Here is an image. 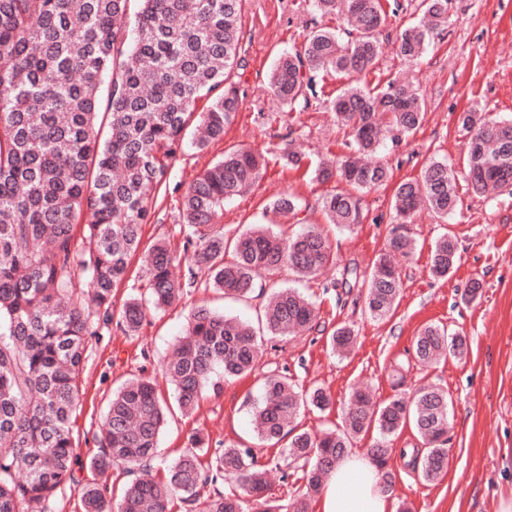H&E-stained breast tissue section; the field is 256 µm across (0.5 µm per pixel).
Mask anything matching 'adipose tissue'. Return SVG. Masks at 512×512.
<instances>
[{"mask_svg":"<svg viewBox=\"0 0 512 512\" xmlns=\"http://www.w3.org/2000/svg\"><path fill=\"white\" fill-rule=\"evenodd\" d=\"M319 512H389L377 465L357 452L342 457L325 481Z\"/></svg>","mask_w":512,"mask_h":512,"instance_id":"obj_1","label":"adipose tissue"}]
</instances>
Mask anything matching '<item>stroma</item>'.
<instances>
[{
    "label": "stroma",
    "instance_id": "obj_1",
    "mask_svg": "<svg viewBox=\"0 0 512 512\" xmlns=\"http://www.w3.org/2000/svg\"><path fill=\"white\" fill-rule=\"evenodd\" d=\"M291 3L245 0V52L241 68L233 73L243 106L223 140L211 143L204 152L188 149L178 155L155 214L143 228V241L178 240L181 197L210 161L229 149L260 151L268 161L266 173L258 184L225 204L221 223L229 235L250 224L274 223L276 217L266 206L284 192L305 203L306 224L327 234L337 253L336 264L299 282L320 307L321 328L290 341L266 339L250 376L223 383L220 393L206 392L191 415L172 412L158 455L163 460L175 458L185 450L189 435L200 429L212 445H253L261 462L278 458L280 446L256 445L250 402L258 396L264 377L281 369L295 383L323 387L332 398L326 412L308 409L297 418L299 429L311 431L341 426L352 388H367L382 402L433 383L446 389L453 401L447 471L427 483L399 458H392L391 506L404 502L411 512H498L500 501L512 498V193L484 199L463 184L459 209L451 218L444 221L426 211L415 216L412 229L417 247L395 258L402 290L391 318L376 321L367 315L364 287L339 295L332 284L346 266L368 273L393 224L391 205L397 184L417 178L434 157L448 158L456 173H463L465 136L459 114L480 108L496 119L512 117V0H451L446 32L414 64L396 51L397 35L409 24L410 13L388 18L381 35L382 52L365 80L374 85L396 75L414 77L425 96L427 114L409 142L381 150L393 177L363 194V221L349 229L324 219L318 200L328 192V185L314 181L307 169L284 168L279 160L281 150L290 143L310 162L346 150L342 132L332 127L329 114L319 104L293 111L288 122L275 119L284 106L270 93L268 75L278 55L300 49L314 27L343 25L342 20L310 11L292 13ZM266 114L272 116V123H263ZM448 231L458 239L461 261L453 274L437 279L429 272L431 246ZM473 279L481 282L482 296L463 303L461 296ZM201 302L249 320L262 307L258 298L235 302L199 287L167 312L149 314L138 335H126L113 320L98 322L95 336L88 341L73 422L77 480L58 491L54 512H80L79 482L89 476L87 464L98 451L94 436L116 387L142 375L156 379L162 394L171 396L172 387L162 379L161 366L184 334L188 311ZM429 322L466 336L467 357L430 366L408 359L413 336ZM343 323L355 325L359 338L351 352L338 355L327 344V332Z\"/></svg>",
    "mask_w": 512,
    "mask_h": 512
}]
</instances>
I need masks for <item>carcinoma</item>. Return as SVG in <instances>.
I'll list each match as a JSON object with an SVG mask.
<instances>
[{
    "mask_svg": "<svg viewBox=\"0 0 512 512\" xmlns=\"http://www.w3.org/2000/svg\"><path fill=\"white\" fill-rule=\"evenodd\" d=\"M244 0H0V512H51L61 485L74 480L71 419L80 397L84 352L100 317H112L115 288L130 261L144 252L147 295L128 299L119 312L127 334L142 328L150 311H162L196 287L203 276L226 297L247 299L263 290L259 278L288 266L301 278L335 262L333 246L317 228L294 235L252 224L234 238L216 228L224 203L255 185L266 171L263 155L233 149L205 167L182 197L181 246L158 240L142 249V228L155 212L161 186L184 148L201 152L224 138L243 100L231 74L240 65ZM450 0H420L426 22L399 32L398 53L417 61L431 39L448 29ZM311 10L354 19V31L314 30L301 49L281 54L270 70L269 88L289 110L310 99L330 111L345 130L348 153L321 159L313 178L348 186L320 199L330 224L361 223L360 193L387 183L390 168L368 165L386 142L398 145L425 119L424 97L407 81L383 87L347 84L323 97L321 74L350 77L370 72L381 53L379 39L388 14L404 10L400 0H308ZM203 135L186 141L190 121ZM466 136L472 191L488 198L512 192V118L489 120L472 110L460 118ZM458 177L445 158H433L420 177L395 189L397 223L368 276L345 267L341 286L366 285L369 317L393 315L401 277L393 251L412 250L409 224L422 208L446 220L457 207ZM269 210L302 223V201L281 194ZM232 253L230 261L226 253ZM460 259L451 233L431 250V273L446 277ZM265 333L206 304L188 313L185 335L164 375L176 402L189 414L207 387L255 369L263 335L294 338L320 326L319 311L292 288L275 290L261 316ZM355 329L342 325L330 336L332 351L345 353ZM411 350L421 364L460 359L467 344L460 334L426 323ZM330 398L320 387L299 388L288 370L265 378L252 420L261 441L288 444L283 455L290 487L284 498L268 496L266 465L255 449L209 450L201 431L189 449L152 478L127 482L114 499L108 472L132 474L154 457L166 421L156 383L133 377L113 390L82 487L83 512H309L336 461L354 435L377 432L368 455L381 468L389 493L394 476L385 470L397 454L419 476L433 482L448 467V393L424 386L378 408L363 391L349 398L340 429L296 432L301 408L321 412ZM421 448H392L406 426ZM241 494L226 495L224 480ZM214 490L201 502V491Z\"/></svg>",
    "mask_w": 512,
    "mask_h": 512,
    "instance_id": "carcinoma-1",
    "label": "carcinoma"
}]
</instances>
